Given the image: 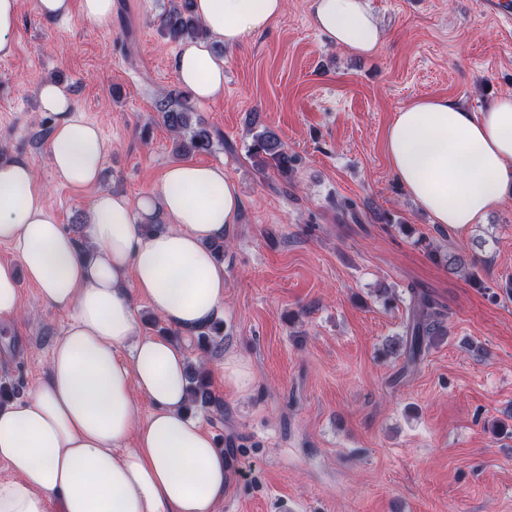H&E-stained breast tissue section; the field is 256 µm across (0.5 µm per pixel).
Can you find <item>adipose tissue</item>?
I'll return each mask as SVG.
<instances>
[{
  "mask_svg": "<svg viewBox=\"0 0 512 512\" xmlns=\"http://www.w3.org/2000/svg\"><path fill=\"white\" fill-rule=\"evenodd\" d=\"M213 39L234 46L268 30L285 0H195ZM311 22L347 54L376 53L386 34L367 0H311ZM192 95L224 94V59L204 41L182 44L175 61ZM43 111L56 123L47 155L76 188L96 187L106 145L67 93L43 84ZM393 173L435 223H483L512 199V93L483 111L454 98H426L396 112L385 138ZM170 225L148 233L156 207ZM241 197L223 166L177 164L138 202L97 190L85 241L47 210L30 164L0 163V320L21 309L19 274L46 306L72 312L44 376L0 404V512H218L227 460L187 413V362L168 340L140 335L135 298L169 325L195 333L224 310V265L207 249L239 220ZM153 407L140 419L138 403Z\"/></svg>",
  "mask_w": 512,
  "mask_h": 512,
  "instance_id": "adipose-tissue-1",
  "label": "adipose tissue"
}]
</instances>
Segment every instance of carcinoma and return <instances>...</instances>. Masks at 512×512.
I'll return each mask as SVG.
<instances>
[{
    "instance_id": "1",
    "label": "carcinoma",
    "mask_w": 512,
    "mask_h": 512,
    "mask_svg": "<svg viewBox=\"0 0 512 512\" xmlns=\"http://www.w3.org/2000/svg\"><path fill=\"white\" fill-rule=\"evenodd\" d=\"M161 31L173 41H201L209 36V31L194 13L193 0H174L172 7L162 14ZM158 111L161 112L164 125L173 134L177 152L188 154L212 151V133L195 112L188 94L182 93L173 100L161 101ZM248 151L255 159L257 167L264 169L271 166L286 177L292 175L295 158L288 154L275 133L265 130L254 134ZM438 316L440 312L437 311V303L429 294L414 295L412 323L408 326L405 338L392 343L394 352L402 353L407 363H415L430 339L440 333ZM223 331L224 323L220 320L203 328L199 334L201 346L209 347L214 338L221 336ZM189 398L193 404L199 402L209 406L213 403L208 375L202 367L189 376Z\"/></svg>"
}]
</instances>
